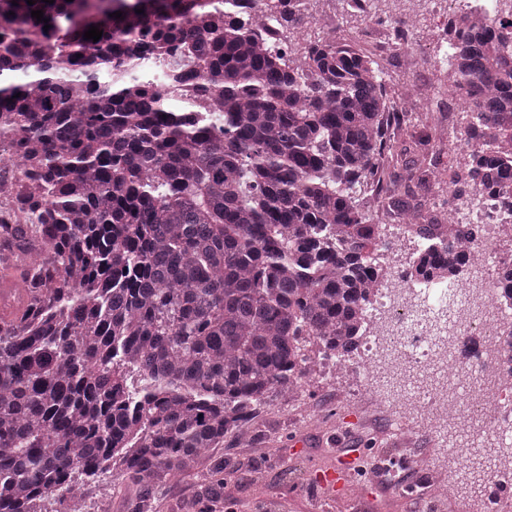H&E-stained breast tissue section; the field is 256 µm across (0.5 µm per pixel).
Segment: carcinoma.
I'll return each instance as SVG.
<instances>
[{
  "mask_svg": "<svg viewBox=\"0 0 512 512\" xmlns=\"http://www.w3.org/2000/svg\"><path fill=\"white\" fill-rule=\"evenodd\" d=\"M226 2L0 0V250L25 291L0 322V512H46L116 465L131 512H154L159 485L299 383L308 347L352 358L378 209L421 239L448 223L422 214L435 128L402 111L406 86L348 39L286 56ZM289 2L293 34L308 18ZM447 35L469 155L448 190L512 189V17ZM473 259L431 247L412 277ZM492 466L480 453L474 486ZM205 494L224 497V460Z\"/></svg>",
  "mask_w": 512,
  "mask_h": 512,
  "instance_id": "cac0c4a2",
  "label": "carcinoma"
}]
</instances>
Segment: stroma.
Segmentation results:
<instances>
[{"mask_svg": "<svg viewBox=\"0 0 512 512\" xmlns=\"http://www.w3.org/2000/svg\"><path fill=\"white\" fill-rule=\"evenodd\" d=\"M424 16L404 51H391L379 61L386 76L407 79L417 97H433L446 71L436 64L433 47L444 35L448 20ZM299 392L279 387L240 430L228 433L221 447L210 449L190 475L171 479L159 487L155 512H227L224 502L207 504L203 493L213 459L224 461L227 491L247 512V502L274 495L278 512H302L305 499L329 505L330 512H352L358 502L369 503V512H417L428 500L438 512H487L484 501L461 489L443 498L432 481L430 466L443 445L441 438L423 433L420 421L400 396L390 395L373 413L340 393L338 381L305 378ZM423 458L422 467L408 466L409 454ZM372 462L398 475L382 487L369 475L356 473L336 496L317 485V471L335 466L339 459ZM136 494L133 484L119 474L104 475L86 487L92 512H128Z\"/></svg>", "mask_w": 512, "mask_h": 512, "instance_id": "obj_1", "label": "stroma"}]
</instances>
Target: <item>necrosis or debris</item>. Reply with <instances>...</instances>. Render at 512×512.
<instances>
[{"instance_id":"4bbe7bcc","label":"necrosis or debris","mask_w":512,"mask_h":512,"mask_svg":"<svg viewBox=\"0 0 512 512\" xmlns=\"http://www.w3.org/2000/svg\"><path fill=\"white\" fill-rule=\"evenodd\" d=\"M483 233L470 242L476 259L470 276L437 287H414L405 265L390 269L367 306L368 336L356 361L306 362V372L324 371L342 380V393L374 409L385 388L388 359L410 378L405 402L430 420L432 434L456 422L458 455L435 464L433 478L447 488L449 471L470 469L478 448L493 439L501 453L484 485L492 512H512V303L494 288L512 271V252L502 241L512 235V190L486 195ZM476 339L482 351L468 361L451 348Z\"/></svg>"}]
</instances>
